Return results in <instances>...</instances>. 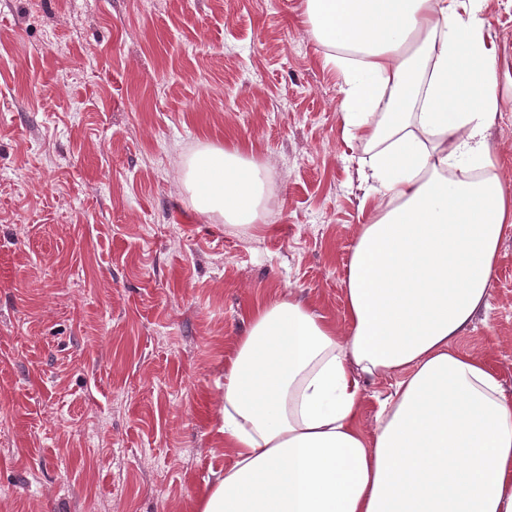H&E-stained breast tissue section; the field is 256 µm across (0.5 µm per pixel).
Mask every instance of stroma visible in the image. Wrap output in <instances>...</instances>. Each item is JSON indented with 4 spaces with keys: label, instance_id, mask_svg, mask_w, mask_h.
Wrapping results in <instances>:
<instances>
[{
    "label": "stroma",
    "instance_id": "35a3bbf8",
    "mask_svg": "<svg viewBox=\"0 0 512 512\" xmlns=\"http://www.w3.org/2000/svg\"><path fill=\"white\" fill-rule=\"evenodd\" d=\"M304 0H0V512H198L234 462L219 384L256 309L348 330L375 211ZM512 192V0H486ZM272 174L264 223L199 218L202 145ZM456 345L512 394V231ZM396 377L361 381L372 435Z\"/></svg>",
    "mask_w": 512,
    "mask_h": 512
}]
</instances>
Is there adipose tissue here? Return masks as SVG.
<instances>
[{
    "instance_id": "adipose-tissue-1",
    "label": "adipose tissue",
    "mask_w": 512,
    "mask_h": 512,
    "mask_svg": "<svg viewBox=\"0 0 512 512\" xmlns=\"http://www.w3.org/2000/svg\"><path fill=\"white\" fill-rule=\"evenodd\" d=\"M485 0H304L339 71L348 134L375 148L379 200L344 281L349 330L271 300L224 376L235 451L199 512H512V399L485 358L454 348L488 307L512 195L486 132L498 81ZM266 167L204 145L182 182L199 215L263 219ZM396 377L373 438L360 377Z\"/></svg>"
}]
</instances>
